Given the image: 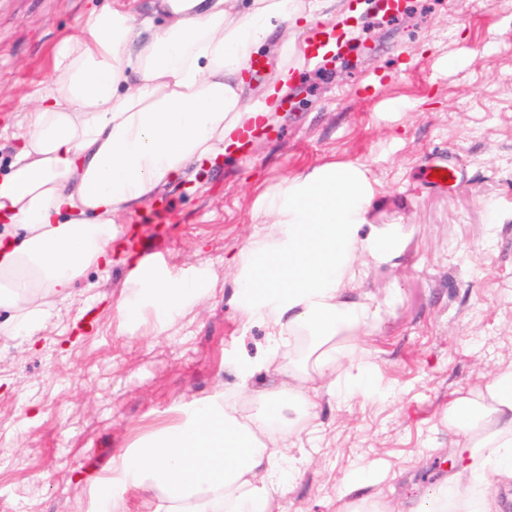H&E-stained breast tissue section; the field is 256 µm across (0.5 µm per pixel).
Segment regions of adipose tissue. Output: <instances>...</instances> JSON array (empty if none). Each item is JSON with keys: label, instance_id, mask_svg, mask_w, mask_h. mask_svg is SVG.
Segmentation results:
<instances>
[{"label": "adipose tissue", "instance_id": "1", "mask_svg": "<svg viewBox=\"0 0 512 512\" xmlns=\"http://www.w3.org/2000/svg\"><path fill=\"white\" fill-rule=\"evenodd\" d=\"M128 0L93 4L79 34L54 49L47 86L32 99L0 177V330L38 332L50 302L66 301L95 264L110 263L116 221L176 176L211 165L249 118L242 71L301 0ZM365 175L326 165L266 193L263 229L239 256L235 297L267 329L265 367L279 386L253 389L255 367L233 361L236 390L179 407L174 418L113 455L90 512H273L300 476L290 438L317 417L323 393L369 396L382 386L353 340L373 334L382 304L356 283L359 260L399 258L395 234L365 230ZM155 313L194 304L201 284L157 273L137 279ZM454 437L447 478L394 509L370 492L371 471L347 483L336 512H501L512 484V363L458 392L441 418Z\"/></svg>", "mask_w": 512, "mask_h": 512}]
</instances>
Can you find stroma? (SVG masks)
I'll return each mask as SVG.
<instances>
[{
  "label": "stroma",
  "instance_id": "stroma-1",
  "mask_svg": "<svg viewBox=\"0 0 512 512\" xmlns=\"http://www.w3.org/2000/svg\"><path fill=\"white\" fill-rule=\"evenodd\" d=\"M87 5L0 0V176L26 102ZM358 7L362 20L329 66L285 55L284 43H305L304 19L260 50L262 74L244 78L247 103L266 106L283 87L295 97L268 108L276 137L257 138L248 162L169 183L157 194L174 201L166 219L149 206L123 216L109 266L88 268L35 335L0 334V512H88L114 454L169 422L173 407L236 387L225 354L267 350L264 327L234 302L259 198L330 163L365 174L368 227H393L401 243L396 262H364L363 288L388 307L353 344L391 394L321 396L318 429L300 441L310 459L277 512H335L362 468L394 500L453 468L440 415L455 391L512 362V0H408L396 18L370 0ZM383 72L391 81L355 96ZM448 162L454 180L427 187V166ZM132 239L162 250L174 280L208 281L201 302L164 319L147 307L122 325L116 305L136 295Z\"/></svg>",
  "mask_w": 512,
  "mask_h": 512
}]
</instances>
